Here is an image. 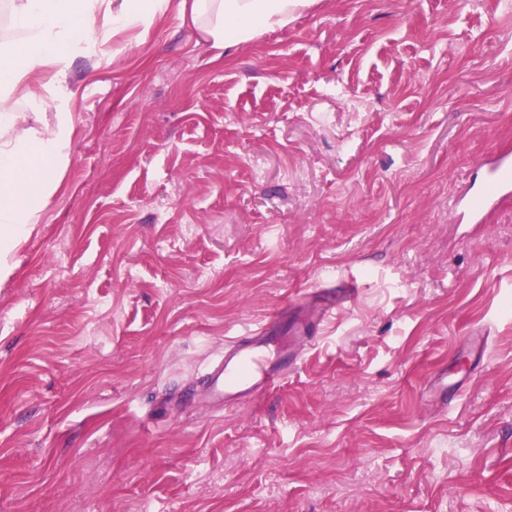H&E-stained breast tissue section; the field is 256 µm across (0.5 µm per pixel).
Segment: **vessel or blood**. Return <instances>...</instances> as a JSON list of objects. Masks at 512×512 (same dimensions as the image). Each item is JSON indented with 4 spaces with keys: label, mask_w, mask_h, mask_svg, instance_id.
Instances as JSON below:
<instances>
[{
    "label": "vessel or blood",
    "mask_w": 512,
    "mask_h": 512,
    "mask_svg": "<svg viewBox=\"0 0 512 512\" xmlns=\"http://www.w3.org/2000/svg\"><path fill=\"white\" fill-rule=\"evenodd\" d=\"M512 195V150L496 151L477 188L461 201L455 202V217L468 223L484 222L498 201ZM332 312L321 306L310 316L307 324L294 332L296 346H305L313 326L321 324ZM280 315H272L268 323L224 347L223 359L209 374V400L225 410L239 409L257 394L279 386L288 377V363L295 360L293 349L283 339L272 336L271 327L279 323Z\"/></svg>",
    "instance_id": "vessel-or-blood-1"
}]
</instances>
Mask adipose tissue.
<instances>
[{
  "label": "adipose tissue",
  "mask_w": 512,
  "mask_h": 512,
  "mask_svg": "<svg viewBox=\"0 0 512 512\" xmlns=\"http://www.w3.org/2000/svg\"><path fill=\"white\" fill-rule=\"evenodd\" d=\"M312 0H180L205 40L214 47L250 41L260 31L286 26ZM168 0H9L13 25L22 39L0 38V132L14 133L0 145V249L9 250L37 221L36 199L53 192L52 171L63 141L54 132L31 140L16 128L24 117L15 99L33 101L32 74L50 67L47 84L63 90L70 48L104 46L112 33L163 10Z\"/></svg>",
  "instance_id": "adipose-tissue-1"
}]
</instances>
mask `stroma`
<instances>
[{"mask_svg":"<svg viewBox=\"0 0 512 512\" xmlns=\"http://www.w3.org/2000/svg\"><path fill=\"white\" fill-rule=\"evenodd\" d=\"M178 4L24 105L69 136L4 254L0 512H512V197L452 217L512 146V7L317 0L216 49ZM315 299L287 381L209 406ZM332 306H321L317 308L312 315H310L309 323L303 324L302 326L297 327V329L293 332L295 336H292L295 344H297L300 348H303L305 344L310 342L314 336H309V334L313 333L312 329L316 325H320L333 311ZM280 320V314L272 315L251 336L224 345V358L208 373L212 405L223 406L225 412L237 410L288 378V361L296 362L299 352L289 350L283 339L271 335V328Z\"/></svg>","mask_w":512,"mask_h":512,"instance_id":"35a3bbf8","label":"stroma"}]
</instances>
